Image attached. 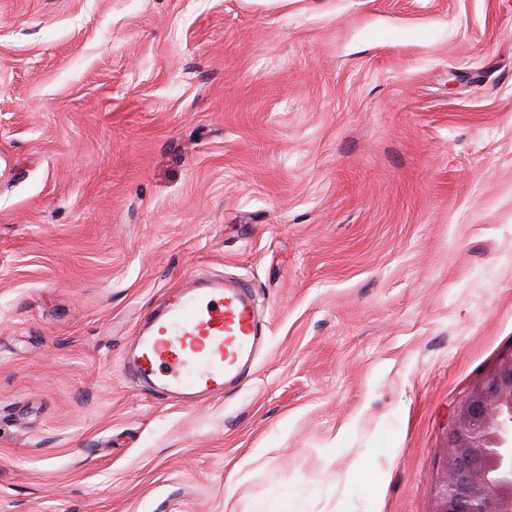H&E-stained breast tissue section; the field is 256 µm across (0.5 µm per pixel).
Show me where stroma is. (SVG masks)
Segmentation results:
<instances>
[{
    "mask_svg": "<svg viewBox=\"0 0 512 512\" xmlns=\"http://www.w3.org/2000/svg\"><path fill=\"white\" fill-rule=\"evenodd\" d=\"M248 280L184 407L123 357ZM512 352V0H0V512H438ZM265 344L249 288L193 278L144 319L126 364L166 399L197 406L253 374Z\"/></svg>",
    "mask_w": 512,
    "mask_h": 512,
    "instance_id": "1",
    "label": "stroma"
}]
</instances>
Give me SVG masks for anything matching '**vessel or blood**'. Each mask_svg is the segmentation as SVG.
<instances>
[{"mask_svg":"<svg viewBox=\"0 0 512 512\" xmlns=\"http://www.w3.org/2000/svg\"><path fill=\"white\" fill-rule=\"evenodd\" d=\"M265 344L249 288L221 277L194 278L144 319L126 364L159 394L197 406L253 374Z\"/></svg>","mask_w":512,"mask_h":512,"instance_id":"vessel-or-blood-1","label":"vessel or blood"}]
</instances>
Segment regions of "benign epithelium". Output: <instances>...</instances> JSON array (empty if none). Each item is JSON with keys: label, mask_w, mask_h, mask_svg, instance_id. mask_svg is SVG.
Masks as SVG:
<instances>
[{"label": "benign epithelium", "mask_w": 512, "mask_h": 512, "mask_svg": "<svg viewBox=\"0 0 512 512\" xmlns=\"http://www.w3.org/2000/svg\"><path fill=\"white\" fill-rule=\"evenodd\" d=\"M446 453L439 512H512V353L460 406Z\"/></svg>", "instance_id": "benign-epithelium-1"}]
</instances>
